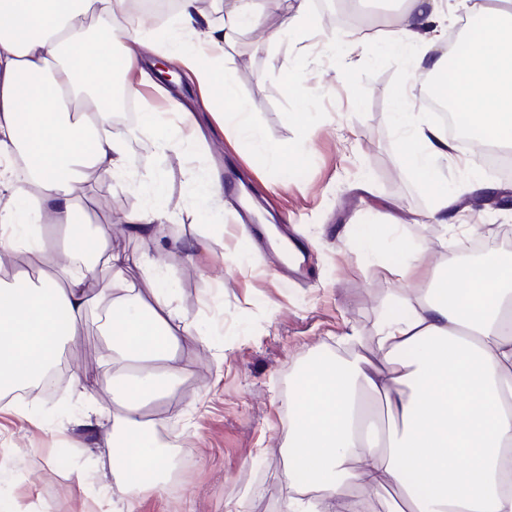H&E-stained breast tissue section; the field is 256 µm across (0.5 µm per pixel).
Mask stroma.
Returning <instances> with one entry per match:
<instances>
[{
  "instance_id": "obj_1",
  "label": "stroma",
  "mask_w": 512,
  "mask_h": 512,
  "mask_svg": "<svg viewBox=\"0 0 512 512\" xmlns=\"http://www.w3.org/2000/svg\"><path fill=\"white\" fill-rule=\"evenodd\" d=\"M257 7L260 29L226 47L220 59L256 138L221 127L193 84L166 86L161 65L170 56L161 38L176 29L177 17L147 15L143 29L159 37L145 54L156 87L142 91L137 109L179 126L157 92L166 86V95L194 111L201 135L173 153L161 148L160 131L132 125L133 184L97 173L83 184L88 229H110L113 251L154 259L183 321L203 331L183 340L184 373L144 412L147 438L176 476L161 493H144L137 512H225V501L242 496L247 512H280L288 494V391L305 361L336 357L343 347L374 351L400 286L388 272L399 247L425 250L438 267L449 244L464 242L458 225L492 226L494 241L512 226V211L489 207L465 208L448 226L433 223V189L403 163L389 117L407 61L384 44L401 23L402 0L381 7L385 25L361 32L350 56L327 46L337 32L336 0H312L315 29L275 42L266 32L282 20L281 0H257ZM262 142L296 155L265 165L257 154ZM454 144L440 163L449 186L468 179L501 183L474 157L471 141ZM226 179L249 186L262 218L273 222L288 213L308 280L281 278L272 251L239 239L237 197L225 196L217 207L200 201L202 187ZM153 206L167 211L155 237L121 231L126 215ZM196 241L205 249L191 250ZM107 353L96 318L87 317L59 359L69 374L96 381L93 400L70 381L32 408L15 396L0 398V506L7 512H113L111 497L94 495L98 482L112 479V441L120 434L112 373L103 367ZM89 403L95 415H87Z\"/></svg>"
}]
</instances>
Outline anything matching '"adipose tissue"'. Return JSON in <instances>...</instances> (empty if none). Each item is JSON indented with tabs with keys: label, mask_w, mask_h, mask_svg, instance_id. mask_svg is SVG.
Masks as SVG:
<instances>
[{
	"label": "adipose tissue",
	"mask_w": 512,
	"mask_h": 512,
	"mask_svg": "<svg viewBox=\"0 0 512 512\" xmlns=\"http://www.w3.org/2000/svg\"><path fill=\"white\" fill-rule=\"evenodd\" d=\"M179 0L181 34L171 50L185 76L208 100H221L226 124L252 134L234 83L216 64L242 26H256L253 0H226L224 25L211 26L196 6ZM443 0H405V21L391 32L392 50L414 49L393 99L392 124L404 130L402 151L435 190L431 219L447 223L462 202L437 165L453 146L440 130L412 123L410 94L418 75L450 74L436 92L471 128L512 145V9L473 0L464 37L447 47ZM124 0H0V253L24 255L37 277L0 279V387L39 381L92 311L105 315L112 383L126 430L113 455L112 496L119 512H137L146 489L160 488L167 467L154 449L127 455L128 433L143 424L142 408L168 392L183 370L177 349L190 330L163 290L129 282V264L156 280L146 257L113 252L108 236L77 220L76 189L87 171L126 182L124 134L110 130L114 76L143 75L150 35L119 36ZM28 179L14 183L17 158ZM65 229L63 251L46 231ZM459 249L437 278L421 251H402L394 272L403 281L383 320L373 356L310 362L288 398L290 489L282 512H324L354 487L349 512H368L391 486L402 497L389 512H512V251L476 266ZM108 271L113 289L91 284ZM382 396L391 427L365 418L362 397Z\"/></svg>",
	"instance_id": "adipose-tissue-1"
}]
</instances>
